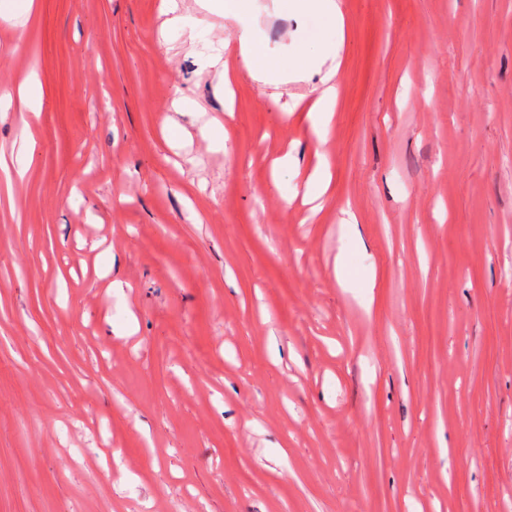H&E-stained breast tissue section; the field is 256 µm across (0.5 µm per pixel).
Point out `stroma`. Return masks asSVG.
I'll list each match as a JSON object with an SVG mask.
<instances>
[{"label":"stroma","instance_id":"stroma-1","mask_svg":"<svg viewBox=\"0 0 512 512\" xmlns=\"http://www.w3.org/2000/svg\"><path fill=\"white\" fill-rule=\"evenodd\" d=\"M166 2L0 18V512H500L512 0ZM287 7L301 8L318 13L332 27H343V19L335 0H285ZM305 1V2H294ZM239 56L242 67L253 76L278 78L284 71L280 64L260 53L246 34L240 38ZM19 95L22 103L29 112L38 113L41 106L42 94L39 81L35 74H30L20 88ZM337 88L332 82H325L318 99L308 108L306 118L316 130L319 139L325 140L336 108Z\"/></svg>","mask_w":512,"mask_h":512}]
</instances>
